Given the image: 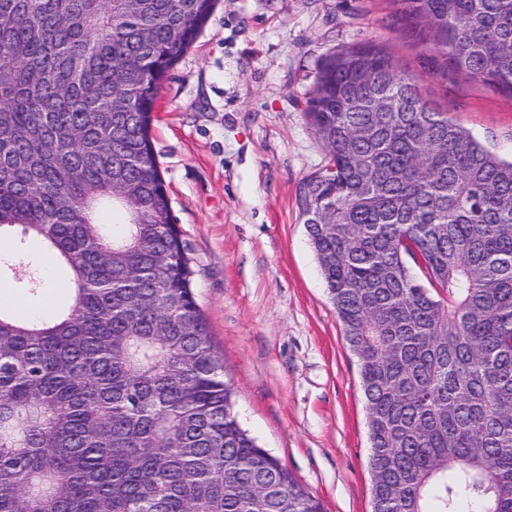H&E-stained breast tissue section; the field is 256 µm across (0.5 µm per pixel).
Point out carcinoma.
Masks as SVG:
<instances>
[{"instance_id":"cac0c4a2","label":"carcinoma","mask_w":512,"mask_h":512,"mask_svg":"<svg viewBox=\"0 0 512 512\" xmlns=\"http://www.w3.org/2000/svg\"><path fill=\"white\" fill-rule=\"evenodd\" d=\"M393 2L425 68L512 97V0ZM216 3L0 0V237L75 285L49 318L0 308V512H323L237 418L153 147ZM306 115L328 161L297 203L358 365L372 512H512V160L371 43L321 59Z\"/></svg>"}]
</instances>
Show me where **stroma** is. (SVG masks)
I'll return each instance as SVG.
<instances>
[{
	"label": "stroma",
	"instance_id": "1",
	"mask_svg": "<svg viewBox=\"0 0 512 512\" xmlns=\"http://www.w3.org/2000/svg\"><path fill=\"white\" fill-rule=\"evenodd\" d=\"M357 42L387 50L422 95L498 154L512 156V99L479 82L426 74L392 0H220L161 90L157 160L174 221L195 258L196 297L234 384L238 418L326 512H371L366 411L297 206L326 162L305 117L318 64ZM38 296L18 275L9 306L60 308L68 272L39 241Z\"/></svg>",
	"mask_w": 512,
	"mask_h": 512
}]
</instances>
